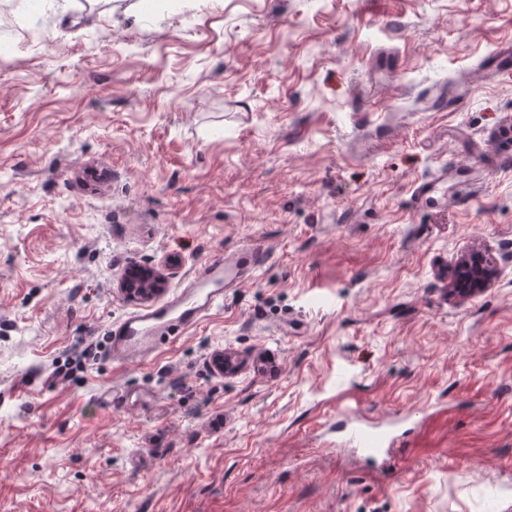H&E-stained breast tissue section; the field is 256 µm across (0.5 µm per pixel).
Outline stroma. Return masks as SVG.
<instances>
[{
    "mask_svg": "<svg viewBox=\"0 0 512 512\" xmlns=\"http://www.w3.org/2000/svg\"><path fill=\"white\" fill-rule=\"evenodd\" d=\"M11 16L0 512H512V68L482 75L512 0ZM253 246L269 259L223 308L112 359L128 269L170 294ZM476 250L492 283L451 295ZM352 404L419 417L387 476L334 443Z\"/></svg>",
    "mask_w": 512,
    "mask_h": 512,
    "instance_id": "obj_1",
    "label": "stroma"
}]
</instances>
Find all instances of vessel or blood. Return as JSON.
I'll return each instance as SVG.
<instances>
[{
    "label": "vessel or blood",
    "instance_id": "1",
    "mask_svg": "<svg viewBox=\"0 0 512 512\" xmlns=\"http://www.w3.org/2000/svg\"><path fill=\"white\" fill-rule=\"evenodd\" d=\"M267 259V251L256 247L214 255L195 270L182 290L163 301L136 307L110 324L108 344L113 358L128 362L152 355L164 341L184 334L223 304ZM344 415L338 426L344 446L357 463L386 474L402 433L373 430L356 408L346 409Z\"/></svg>",
    "mask_w": 512,
    "mask_h": 512
}]
</instances>
